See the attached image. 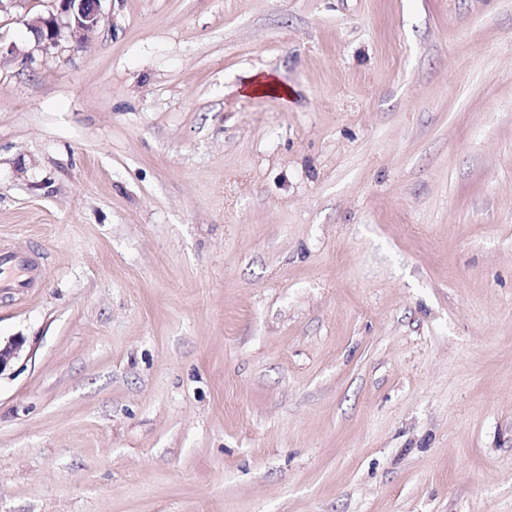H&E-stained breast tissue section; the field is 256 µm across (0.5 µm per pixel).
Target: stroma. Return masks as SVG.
Instances as JSON below:
<instances>
[{
	"label": "stroma",
	"instance_id": "stroma-1",
	"mask_svg": "<svg viewBox=\"0 0 512 512\" xmlns=\"http://www.w3.org/2000/svg\"><path fill=\"white\" fill-rule=\"evenodd\" d=\"M51 9L0 15V512H512V0ZM57 4V14L48 17L37 16L28 24L39 43L54 44L60 31L58 17L64 16L79 41L93 32L101 22L100 2L102 0H51ZM245 86L244 93L247 95L275 94L279 95L284 103H288V100H291L293 97L290 89L281 85L275 77L269 74L253 77ZM1 278L0 288L23 291L35 282L40 270V262L30 255L16 254L1 249L0 253ZM18 271V276L4 277V269Z\"/></svg>",
	"mask_w": 512,
	"mask_h": 512
}]
</instances>
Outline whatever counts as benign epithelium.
I'll return each mask as SVG.
<instances>
[{
	"mask_svg": "<svg viewBox=\"0 0 512 512\" xmlns=\"http://www.w3.org/2000/svg\"><path fill=\"white\" fill-rule=\"evenodd\" d=\"M57 4V13L47 17L37 16L28 23L30 31L37 41L46 45L55 43L60 27L58 17L67 20L75 37L82 41L93 32L101 22V0H52ZM24 345L20 336L12 337L0 343V374L8 369L19 358Z\"/></svg>",
	"mask_w": 512,
	"mask_h": 512,
	"instance_id": "7a95c632",
	"label": "benign epithelium"
}]
</instances>
